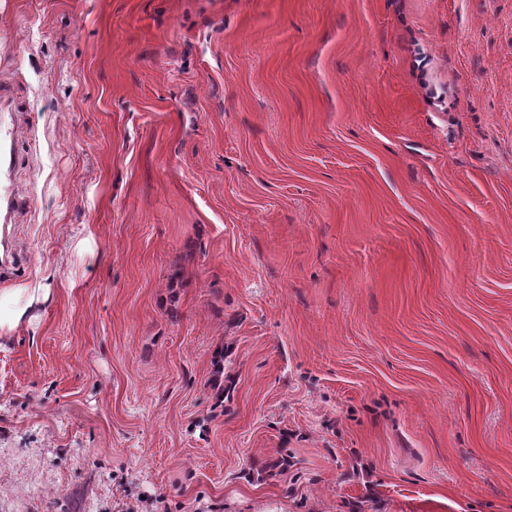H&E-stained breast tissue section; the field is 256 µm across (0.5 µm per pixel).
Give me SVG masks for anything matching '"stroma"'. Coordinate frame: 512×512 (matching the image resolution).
I'll return each mask as SVG.
<instances>
[{"label": "stroma", "mask_w": 512, "mask_h": 512, "mask_svg": "<svg viewBox=\"0 0 512 512\" xmlns=\"http://www.w3.org/2000/svg\"><path fill=\"white\" fill-rule=\"evenodd\" d=\"M0 512H512V0H0ZM5 104L16 108V103L11 93L0 82V220L4 207L15 219L19 194L10 178V173L16 165L17 156L15 150L13 128L6 121ZM40 288H16L11 294L2 295L0 291V334L5 331H13L23 324L27 318L29 309L35 301L39 302ZM28 293L29 300L25 306H5L6 300L12 294Z\"/></svg>", "instance_id": "1"}]
</instances>
